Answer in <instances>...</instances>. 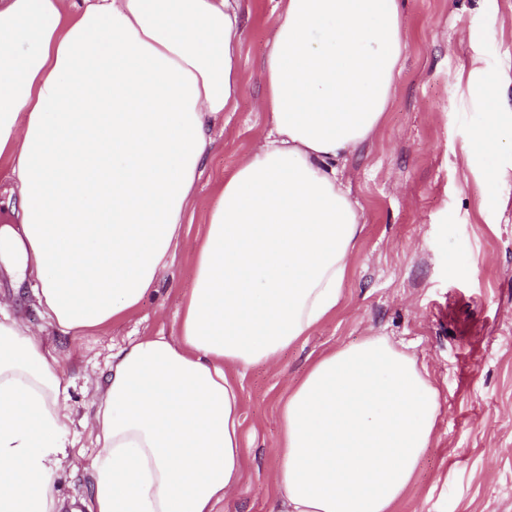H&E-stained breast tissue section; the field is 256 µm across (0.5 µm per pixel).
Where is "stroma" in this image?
Returning <instances> with one entry per match:
<instances>
[{"instance_id": "obj_1", "label": "stroma", "mask_w": 512, "mask_h": 512, "mask_svg": "<svg viewBox=\"0 0 512 512\" xmlns=\"http://www.w3.org/2000/svg\"><path fill=\"white\" fill-rule=\"evenodd\" d=\"M405 48L377 135L343 174L363 229L335 313L271 363L235 381L246 463L215 512H275L278 407L311 362L369 336L413 355L439 392L434 436L396 512H512V85L500 117L511 146L488 156L467 146L489 122L483 85L512 77V0H399ZM281 0H242V98L213 130L196 200L156 293L122 321L56 334L30 277L0 260V301L56 347L75 457L96 451L92 425L112 349L171 335L192 288L196 251L216 180L266 132L260 62ZM503 181L488 189L490 172ZM63 512H88L91 477L63 464Z\"/></svg>"}]
</instances>
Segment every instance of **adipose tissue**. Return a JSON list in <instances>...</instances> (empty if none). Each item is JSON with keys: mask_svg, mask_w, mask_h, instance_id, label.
<instances>
[{"mask_svg": "<svg viewBox=\"0 0 512 512\" xmlns=\"http://www.w3.org/2000/svg\"><path fill=\"white\" fill-rule=\"evenodd\" d=\"M241 0H0V243L63 335L154 292L236 111ZM398 0H283L262 62L270 129L215 185L172 336L118 347L95 416L90 512H214L245 465L228 368L274 359L335 313L360 213L339 166L375 135ZM54 348L0 320V512H61L70 414ZM439 393L370 337L317 358L279 409L277 512H394Z\"/></svg>", "mask_w": 512, "mask_h": 512, "instance_id": "ef3b65f1", "label": "adipose tissue"}]
</instances>
